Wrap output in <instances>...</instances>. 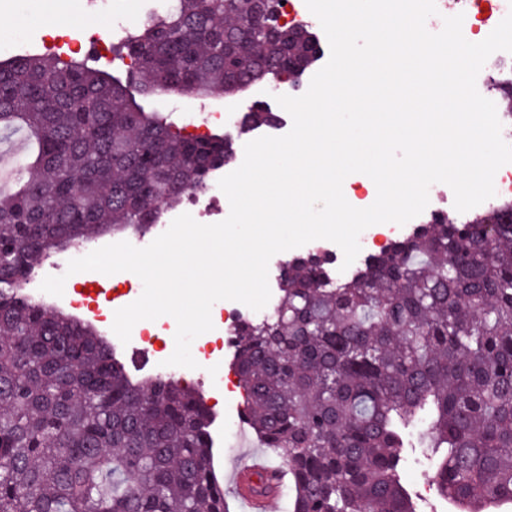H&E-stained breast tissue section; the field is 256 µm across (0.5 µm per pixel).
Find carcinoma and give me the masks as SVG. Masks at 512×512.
<instances>
[{
	"label": "carcinoma",
	"instance_id": "carcinoma-1",
	"mask_svg": "<svg viewBox=\"0 0 512 512\" xmlns=\"http://www.w3.org/2000/svg\"><path fill=\"white\" fill-rule=\"evenodd\" d=\"M282 0H167L122 45L125 78L85 59L0 61V133L27 131L0 187V512H229L210 407L176 378L135 382L99 329L22 286L84 239L142 234L235 155L145 108L233 96L321 56ZM278 116L255 106L241 127ZM316 253L282 268L272 316L236 328L245 413L288 469L291 512H417L398 466L426 426L433 484L459 512L512 504V202L435 215L345 278Z\"/></svg>",
	"mask_w": 512,
	"mask_h": 512
}]
</instances>
